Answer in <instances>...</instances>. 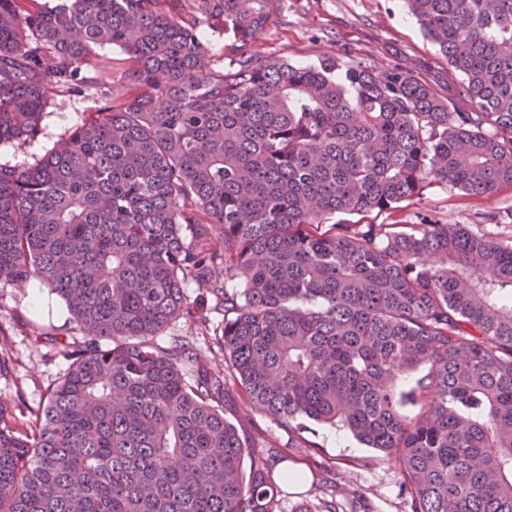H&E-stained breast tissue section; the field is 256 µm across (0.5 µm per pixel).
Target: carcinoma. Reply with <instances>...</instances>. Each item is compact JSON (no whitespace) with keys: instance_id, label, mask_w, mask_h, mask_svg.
<instances>
[{"instance_id":"obj_1","label":"carcinoma","mask_w":512,"mask_h":512,"mask_svg":"<svg viewBox=\"0 0 512 512\" xmlns=\"http://www.w3.org/2000/svg\"><path fill=\"white\" fill-rule=\"evenodd\" d=\"M277 2L0 0V145L55 91L106 101L0 164V281H40L84 332L41 412L0 402V512H284L229 379L305 448L313 421L384 453L410 512H512V239L319 230L433 182L512 187V0H405L471 112L401 65L253 50ZM211 310L221 362L156 342Z\"/></svg>"}]
</instances>
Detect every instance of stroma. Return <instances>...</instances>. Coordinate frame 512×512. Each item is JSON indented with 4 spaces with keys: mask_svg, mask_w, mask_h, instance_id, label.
I'll return each instance as SVG.
<instances>
[{
    "mask_svg": "<svg viewBox=\"0 0 512 512\" xmlns=\"http://www.w3.org/2000/svg\"><path fill=\"white\" fill-rule=\"evenodd\" d=\"M254 48L293 64L312 63L325 55L378 66L396 63L444 90L455 88L459 82L438 47L407 14L403 0H280ZM97 104L94 95L53 94L41 132L25 147L0 146V164L21 169L35 163ZM510 208V187L483 199L433 183L416 205L374 214L370 220L406 224L421 211L444 224H467L473 231L507 239L512 237V228L490 224L485 216ZM30 291L27 283L0 282V356L8 363L7 374L0 376V402L38 412L68 369L70 361L63 345L76 331L57 296H49L48 307L36 311L30 306ZM224 415L240 428L255 454L287 448L291 469L307 475L318 465H327L325 477L335 485L343 512H407L408 504L400 494L399 468L383 453L361 445L346 430L314 422L305 434L307 447H289L287 433L251 410L234 390L225 401Z\"/></svg>",
    "mask_w": 512,
    "mask_h": 512,
    "instance_id": "stroma-1",
    "label": "stroma"
}]
</instances>
